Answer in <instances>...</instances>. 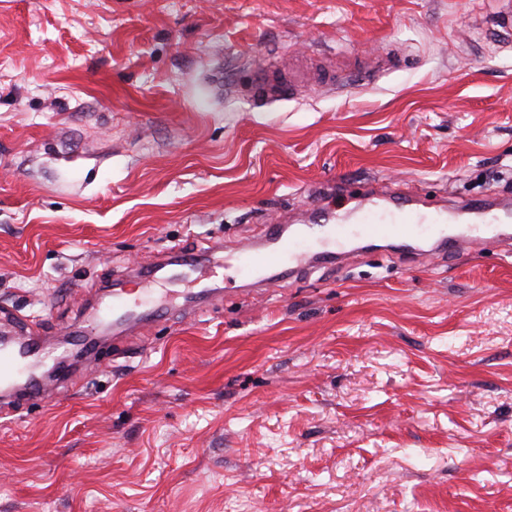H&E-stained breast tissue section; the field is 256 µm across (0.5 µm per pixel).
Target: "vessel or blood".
<instances>
[{
  "instance_id": "1",
  "label": "vessel or blood",
  "mask_w": 512,
  "mask_h": 512,
  "mask_svg": "<svg viewBox=\"0 0 512 512\" xmlns=\"http://www.w3.org/2000/svg\"><path fill=\"white\" fill-rule=\"evenodd\" d=\"M307 73L271 71L255 82L253 97L269 104L282 101L308 82ZM463 207L474 222L461 236L448 235L445 229L451 217L448 210L421 209L414 193L406 187H387L359 198L351 210L341 211L320 202L307 210L302 229L288 235L287 225L268 224L261 232L236 250L235 272L256 287L275 285L278 276L300 275L315 263L335 264L336 255L353 239H386L405 242L418 237H433L442 258L457 255L463 247L500 238L499 224L512 218V203L481 195L468 198ZM133 279L138 287L136 298H128L122 286H115L107 299L96 301L94 330L76 331L70 347L55 351L52 345L33 336L27 326H16L8 339L0 341V401L9 402L16 393L41 402L51 393L50 383L38 375V367L51 365L56 377H65L75 356L91 360L98 354L103 336H123L150 326L164 318L168 310L159 303L160 287L170 281L187 282L182 294L191 310L221 302L224 282L214 262L198 252H184L178 257L162 256L149 267L136 269Z\"/></svg>"
}]
</instances>
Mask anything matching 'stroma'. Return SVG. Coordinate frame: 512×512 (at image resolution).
I'll list each match as a JSON object with an SVG mask.
<instances>
[{
  "instance_id": "stroma-1",
  "label": "stroma",
  "mask_w": 512,
  "mask_h": 512,
  "mask_svg": "<svg viewBox=\"0 0 512 512\" xmlns=\"http://www.w3.org/2000/svg\"><path fill=\"white\" fill-rule=\"evenodd\" d=\"M500 0H0V320L231 244L335 180L512 194ZM392 70L254 106L258 67ZM342 265L122 337L0 407V512H512V254Z\"/></svg>"
}]
</instances>
